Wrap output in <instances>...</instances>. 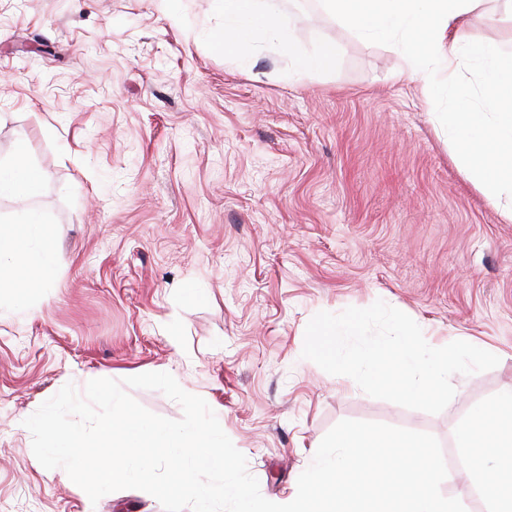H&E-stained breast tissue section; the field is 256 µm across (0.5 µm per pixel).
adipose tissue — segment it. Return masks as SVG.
<instances>
[{
  "label": "adipose tissue",
  "mask_w": 512,
  "mask_h": 512,
  "mask_svg": "<svg viewBox=\"0 0 512 512\" xmlns=\"http://www.w3.org/2000/svg\"><path fill=\"white\" fill-rule=\"evenodd\" d=\"M223 29L214 31V46L228 51L260 43L280 50L294 47V35L281 22L282 0H217ZM478 0H323L325 10L357 34L400 38L405 55L401 78L430 86L435 64L454 70L458 60L457 30ZM471 56L485 66L481 97L485 110H475L469 97H458L448 115V134L461 168L491 196L512 194V56L491 45H474ZM45 181L24 148L0 160V199L35 195ZM53 230L42 217L28 213L13 229L0 231V269L9 287L26 290L47 284L55 266L49 247ZM469 449L468 479L494 503V512H512V481L501 478L512 468V390L474 409L456 436Z\"/></svg>",
  "instance_id": "obj_1"
}]
</instances>
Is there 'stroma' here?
<instances>
[{"label": "stroma", "mask_w": 512, "mask_h": 512, "mask_svg": "<svg viewBox=\"0 0 512 512\" xmlns=\"http://www.w3.org/2000/svg\"><path fill=\"white\" fill-rule=\"evenodd\" d=\"M294 52L215 51L214 0H0V158L26 143L46 173L0 200L52 225L43 288H0V512H164L137 489L91 502L38 466L24 420L65 384L170 373L203 397L267 500L284 501L344 419L426 432L444 496L492 505L468 484L456 435L512 388V220L459 168L445 121L475 109L482 65L427 96L401 80L399 40L355 34L321 0H284ZM462 45L512 51V0H479ZM338 49L320 75L294 55ZM429 345L500 359L451 378L429 414L373 398L301 356L318 312L376 300Z\"/></svg>", "instance_id": "stroma-1"}]
</instances>
